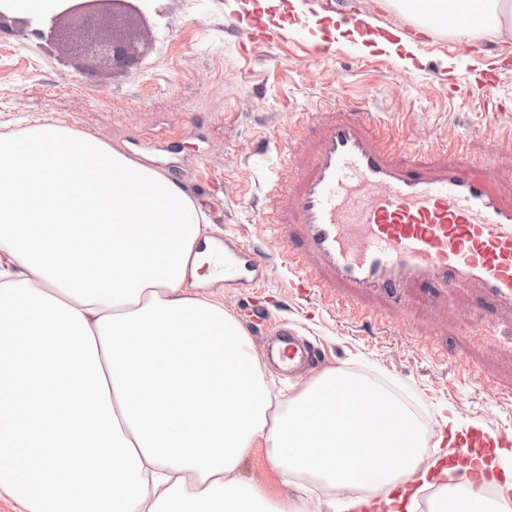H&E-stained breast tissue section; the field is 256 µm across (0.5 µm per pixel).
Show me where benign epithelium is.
I'll list each match as a JSON object with an SVG mask.
<instances>
[{
	"mask_svg": "<svg viewBox=\"0 0 512 512\" xmlns=\"http://www.w3.org/2000/svg\"><path fill=\"white\" fill-rule=\"evenodd\" d=\"M54 8L36 18L13 17L0 3V35L8 21L31 27V35L62 46L78 72L121 76L148 54L145 17L132 0H54Z\"/></svg>",
	"mask_w": 512,
	"mask_h": 512,
	"instance_id": "benign-epithelium-1",
	"label": "benign epithelium"
}]
</instances>
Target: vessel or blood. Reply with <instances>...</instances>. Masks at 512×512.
Returning <instances> with one entry per match:
<instances>
[{
	"label": "vessel or blood",
	"instance_id": "1",
	"mask_svg": "<svg viewBox=\"0 0 512 512\" xmlns=\"http://www.w3.org/2000/svg\"><path fill=\"white\" fill-rule=\"evenodd\" d=\"M278 30L256 24L243 33L255 50L278 42ZM392 133L372 137L338 118L289 184L273 181L269 220L282 238L298 234L286 264L302 288H342L350 302L378 294L399 300L412 285L476 286L497 306L512 308V201L499 192L490 166L474 161L463 140L430 167L399 156ZM212 266L230 284L258 274L253 250L215 246ZM273 362L295 367L316 351L288 329L268 343Z\"/></svg>",
	"mask_w": 512,
	"mask_h": 512
}]
</instances>
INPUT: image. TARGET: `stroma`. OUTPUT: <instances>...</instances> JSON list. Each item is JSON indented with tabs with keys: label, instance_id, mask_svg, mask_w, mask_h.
I'll list each match as a JSON object with an SVG mask.
<instances>
[{
	"label": "stroma",
	"instance_id": "1",
	"mask_svg": "<svg viewBox=\"0 0 512 512\" xmlns=\"http://www.w3.org/2000/svg\"><path fill=\"white\" fill-rule=\"evenodd\" d=\"M256 3L147 0L153 49L138 70L114 79H85L63 47L14 29L0 37V134L49 118L94 135L176 178L201 203L209 233L254 247L262 262L257 287L220 281L198 293L223 300L275 388L329 368L367 376L414 408L428 431L429 458L455 421L512 436V309L497 307L477 287H418L407 289L400 305L363 298V307L385 311L383 323H365L338 304L334 289L310 296L295 288L282 260L287 241L261 221L268 180H288L293 162L305 161L324 125L339 117L388 122L406 160L417 165L439 163L445 144L462 137L472 157L512 168V36L467 47L417 32L381 0H281L265 14L284 25V39L247 55L238 29L255 16ZM327 13L365 15L373 32L391 28L412 38V66L347 44L316 55L299 18ZM465 52L473 64L448 67ZM486 71L497 76L490 95L468 94V81ZM282 327L305 336L319 358L291 374L268 362L266 338ZM236 476L274 496L286 490L261 442Z\"/></svg>",
	"mask_w": 512,
	"mask_h": 512
}]
</instances>
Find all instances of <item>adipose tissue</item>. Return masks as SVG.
<instances>
[{"instance_id": "obj_1", "label": "adipose tissue", "mask_w": 512, "mask_h": 512, "mask_svg": "<svg viewBox=\"0 0 512 512\" xmlns=\"http://www.w3.org/2000/svg\"><path fill=\"white\" fill-rule=\"evenodd\" d=\"M462 43L512 0H385ZM171 176L54 123L0 135V492L30 512H512L503 449L424 460L406 406L329 370L273 395ZM263 442L291 494L234 473ZM458 471L461 481L443 476Z\"/></svg>"}]
</instances>
